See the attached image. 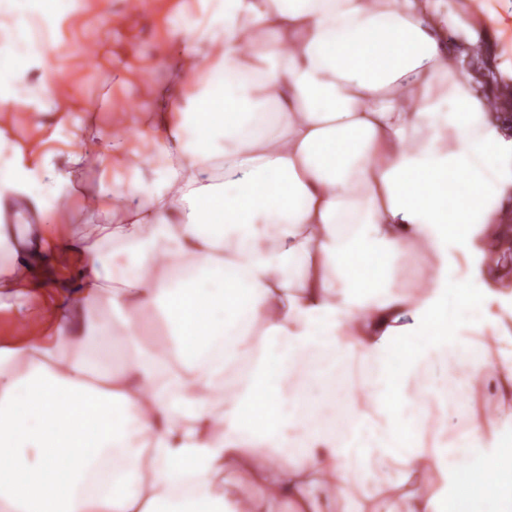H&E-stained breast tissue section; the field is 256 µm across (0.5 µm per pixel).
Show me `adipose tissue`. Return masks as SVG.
Instances as JSON below:
<instances>
[{
  "mask_svg": "<svg viewBox=\"0 0 512 512\" xmlns=\"http://www.w3.org/2000/svg\"><path fill=\"white\" fill-rule=\"evenodd\" d=\"M196 0L175 82L137 134L150 177L94 201L122 219L82 242L79 313L30 263L0 292L42 294L45 331L0 340V503L10 512H441V490L500 484L512 454V305L487 264L512 230V132L475 70L512 67L499 0ZM0 109L37 107L56 71L22 25L61 0H12ZM39 71L30 82L31 71ZM90 151L9 144L0 195L54 208ZM409 262L403 290L383 263ZM468 268H460V259ZM371 264L370 276L357 273ZM332 367L339 396H312ZM498 406L427 445L426 389L450 406L486 374ZM408 480L361 468L364 425ZM231 483H224V476Z\"/></svg>",
  "mask_w": 512,
  "mask_h": 512,
  "instance_id": "1",
  "label": "adipose tissue"
}]
</instances>
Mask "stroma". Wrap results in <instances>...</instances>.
I'll list each match as a JSON object with an SVG mask.
<instances>
[{
    "mask_svg": "<svg viewBox=\"0 0 512 512\" xmlns=\"http://www.w3.org/2000/svg\"><path fill=\"white\" fill-rule=\"evenodd\" d=\"M125 4L126 0H80L79 5L69 6L67 20L57 32L63 54L61 72L53 88L54 100L35 111L20 108L12 112L14 143L54 150L56 164H64L65 152L79 147L55 109L56 103L65 100H80L89 107L81 118L90 122L100 136L87 141V148H100L101 135L111 134L116 107H129L130 122L140 125L136 107L145 105L156 87L172 79L158 65L157 57L162 49L178 47L189 13L183 8L184 0H157L151 14L131 21L125 14ZM79 40L106 47V55L95 65H87L74 50ZM147 167L144 156L128 146L111 168L74 173L57 216L36 215L37 229L83 239L101 221L98 211L89 206V198L99 195L113 178L127 179Z\"/></svg>",
    "mask_w": 512,
    "mask_h": 512,
    "instance_id": "1",
    "label": "stroma"
}]
</instances>
